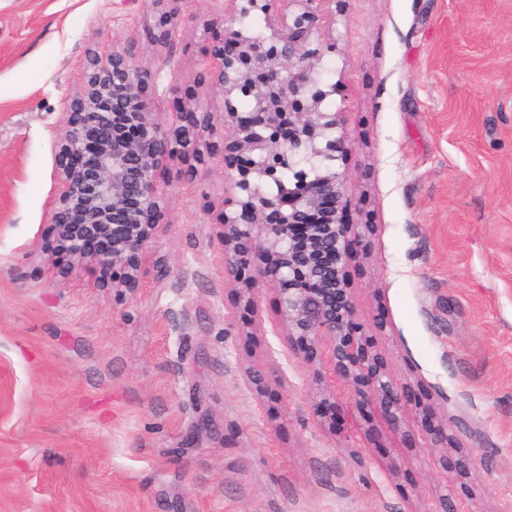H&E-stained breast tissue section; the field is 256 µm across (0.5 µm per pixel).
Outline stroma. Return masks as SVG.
I'll return each instance as SVG.
<instances>
[{
  "mask_svg": "<svg viewBox=\"0 0 512 512\" xmlns=\"http://www.w3.org/2000/svg\"><path fill=\"white\" fill-rule=\"evenodd\" d=\"M224 0L150 46L142 0H0V512H512V0H320L360 235L354 318L409 410L385 427L321 344L288 356L277 295L224 280L223 102L197 80ZM134 40L155 111L210 113L204 161L171 162L135 283L57 260L55 142L88 49ZM278 365L280 382L246 383Z\"/></svg>",
  "mask_w": 512,
  "mask_h": 512,
  "instance_id": "1",
  "label": "stroma"
}]
</instances>
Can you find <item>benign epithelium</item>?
I'll return each mask as SVG.
<instances>
[{
  "label": "benign epithelium",
  "mask_w": 512,
  "mask_h": 512,
  "mask_svg": "<svg viewBox=\"0 0 512 512\" xmlns=\"http://www.w3.org/2000/svg\"><path fill=\"white\" fill-rule=\"evenodd\" d=\"M147 2L170 21L189 8V0ZM319 2L246 0L240 13L270 16V37L238 31L210 48L205 66L224 102V150L241 158L236 173L225 176L240 194L219 222L224 274L248 302L263 287L274 291L278 335L288 352L304 363L313 348L329 343L337 373L369 387L389 425L401 430L410 424L402 386L376 357L354 349L359 327L342 275L354 225L339 219L346 177L336 170L347 146L341 113L325 106L336 86L317 75ZM137 55L131 40L104 54L90 52L57 140L51 215L59 238L69 239V256L89 257L101 270L126 264L133 274L138 252L159 230L163 168L177 155L201 156L209 124V113L199 116L189 105L161 119L146 96L153 75L137 64ZM238 94L253 101L247 116L233 107ZM78 225L93 235L118 227L123 234L112 237V250L89 255ZM253 250L266 258L255 272L247 263Z\"/></svg>",
  "instance_id": "obj_1"
}]
</instances>
